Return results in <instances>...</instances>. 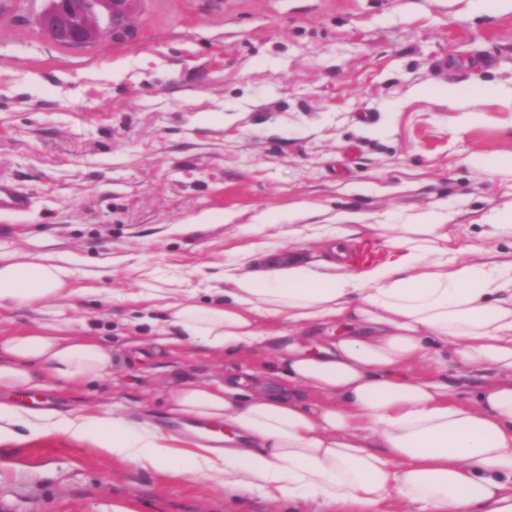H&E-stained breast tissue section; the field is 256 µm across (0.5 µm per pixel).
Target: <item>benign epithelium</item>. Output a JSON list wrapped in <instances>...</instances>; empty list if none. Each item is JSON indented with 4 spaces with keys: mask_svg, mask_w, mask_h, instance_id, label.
<instances>
[{
    "mask_svg": "<svg viewBox=\"0 0 512 512\" xmlns=\"http://www.w3.org/2000/svg\"><path fill=\"white\" fill-rule=\"evenodd\" d=\"M36 17L39 28L55 42L67 46H93L102 33L115 44L135 36L131 19L142 0H46Z\"/></svg>",
    "mask_w": 512,
    "mask_h": 512,
    "instance_id": "obj_1",
    "label": "benign epithelium"
}]
</instances>
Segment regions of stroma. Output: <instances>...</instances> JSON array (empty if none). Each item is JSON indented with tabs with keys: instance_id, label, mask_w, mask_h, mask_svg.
Returning <instances> with one entry per match:
<instances>
[{
	"instance_id": "35a3bbf8",
	"label": "stroma",
	"mask_w": 512,
	"mask_h": 512,
	"mask_svg": "<svg viewBox=\"0 0 512 512\" xmlns=\"http://www.w3.org/2000/svg\"><path fill=\"white\" fill-rule=\"evenodd\" d=\"M0 13V246L67 257L92 295L67 314L104 345L147 335L144 284L206 299L234 250L338 213L400 224L432 210L467 239L512 202V8L471 0H145L136 41L54 42L44 0ZM455 84L478 98L449 108ZM278 219L264 227L265 217ZM223 358L172 344L111 377L20 396L156 426L174 376ZM0 512H327L51 434L0 444Z\"/></svg>"
}]
</instances>
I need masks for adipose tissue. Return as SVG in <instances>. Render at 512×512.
<instances>
[{
	"mask_svg": "<svg viewBox=\"0 0 512 512\" xmlns=\"http://www.w3.org/2000/svg\"><path fill=\"white\" fill-rule=\"evenodd\" d=\"M383 259L358 269L310 260L365 235ZM288 244L261 238L224 265L220 297L199 303L147 288L174 336L216 354L261 353L293 343L270 376L258 372L179 383L173 412L223 422L226 445L174 437L149 422L85 411L62 415L13 402L48 383L104 378L112 353L75 334L64 312L0 334V443L64 433L131 461L189 470L226 485L258 488L273 501L318 500L340 512H386L391 499L415 512H512V207L461 243L439 213L405 224H292ZM64 257L0 250V307L85 296ZM334 336L303 348L304 333ZM429 370L420 375L419 363ZM471 386L462 399L463 386Z\"/></svg>",
	"mask_w": 512,
	"mask_h": 512,
	"instance_id": "obj_1",
	"label": "adipose tissue"
}]
</instances>
